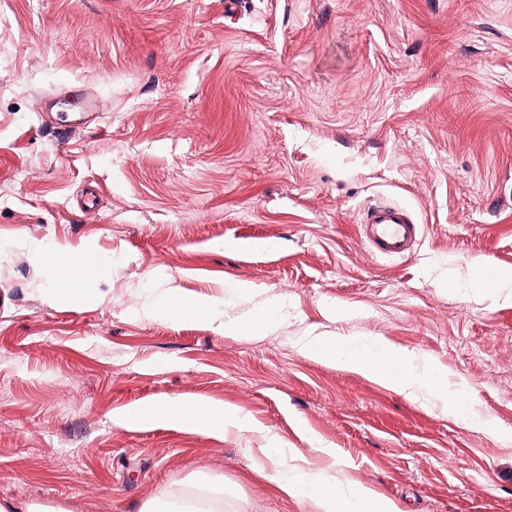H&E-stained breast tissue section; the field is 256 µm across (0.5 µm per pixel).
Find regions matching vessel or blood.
<instances>
[{
    "label": "vessel or blood",
    "mask_w": 512,
    "mask_h": 512,
    "mask_svg": "<svg viewBox=\"0 0 512 512\" xmlns=\"http://www.w3.org/2000/svg\"><path fill=\"white\" fill-rule=\"evenodd\" d=\"M419 232L407 208L385 202L370 207L361 222V237L377 256L408 255Z\"/></svg>",
    "instance_id": "1"
}]
</instances>
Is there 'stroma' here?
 Instances as JSON below:
<instances>
[{"label":"stroma","mask_w":512,"mask_h":512,"mask_svg":"<svg viewBox=\"0 0 512 512\" xmlns=\"http://www.w3.org/2000/svg\"><path fill=\"white\" fill-rule=\"evenodd\" d=\"M88 98L94 123L51 133ZM377 202L420 224L410 255L361 240ZM54 252L110 272L56 299ZM476 265L512 269V0H0V501L138 512L202 470L224 512H314L253 467L272 435L401 512H512V305ZM170 283L283 310L260 337L147 315ZM319 334L434 359L466 414L311 355ZM171 399L257 430L115 421Z\"/></svg>","instance_id":"stroma-1"}]
</instances>
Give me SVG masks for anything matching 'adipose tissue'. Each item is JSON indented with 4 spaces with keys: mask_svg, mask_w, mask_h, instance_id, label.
<instances>
[{
    "mask_svg": "<svg viewBox=\"0 0 512 512\" xmlns=\"http://www.w3.org/2000/svg\"><path fill=\"white\" fill-rule=\"evenodd\" d=\"M281 309L277 300H270L266 311L227 316L221 311L218 298L202 295L184 300L179 288L170 286L156 292L147 305L151 315L161 314L173 319L206 316L217 323L228 336H263L273 331L275 317ZM302 346L309 353L336 366L365 375L396 392L413 394L417 385L432 391L454 413H462L468 402L463 387H449L448 374L434 360H426L416 368V356L380 336H314L304 339ZM121 421L173 422L214 435L232 429L243 434L253 431L251 421L221 403L165 402L135 407L121 414ZM280 467L273 474L279 489L292 498L310 502L316 512H399L396 505L372 490L351 482H338L326 473H309L289 465L293 451H277ZM224 487L212 481L193 484L191 490L166 494L143 505L140 512H223Z\"/></svg>",
    "mask_w": 512,
    "mask_h": 512,
    "instance_id": "ef3b65f1",
    "label": "adipose tissue"
}]
</instances>
